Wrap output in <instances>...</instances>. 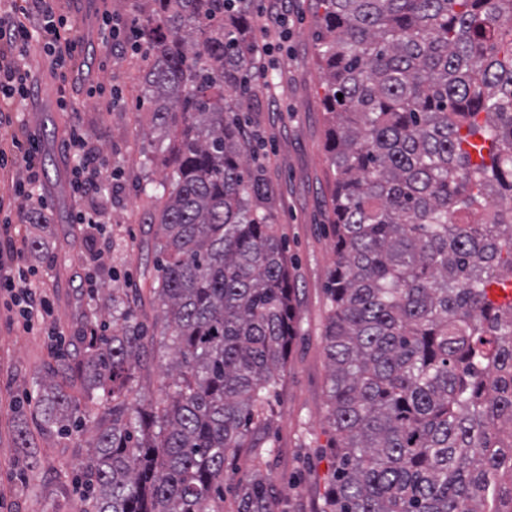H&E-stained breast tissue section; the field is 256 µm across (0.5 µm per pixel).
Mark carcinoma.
Masks as SVG:
<instances>
[{"mask_svg": "<svg viewBox=\"0 0 512 512\" xmlns=\"http://www.w3.org/2000/svg\"><path fill=\"white\" fill-rule=\"evenodd\" d=\"M319 3L335 468L316 512H512V301L489 298L512 281V0ZM254 23L251 0H148L137 26L166 143L149 293L173 382L135 391L156 339L138 294L50 369L40 427L92 424L77 512H224L226 458L273 423L296 282L225 97L250 92ZM256 459L236 512H276Z\"/></svg>", "mask_w": 512, "mask_h": 512, "instance_id": "obj_1", "label": "carcinoma"}]
</instances>
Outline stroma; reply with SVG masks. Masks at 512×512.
<instances>
[{"instance_id": "35a3bbf8", "label": "stroma", "mask_w": 512, "mask_h": 512, "mask_svg": "<svg viewBox=\"0 0 512 512\" xmlns=\"http://www.w3.org/2000/svg\"><path fill=\"white\" fill-rule=\"evenodd\" d=\"M251 42L261 60L253 91L238 107L242 131L264 172L266 208L293 260L298 288L300 336L292 347L274 399L273 425L263 440L273 448L271 478L278 512H315L334 466L327 448L333 432L325 418L328 368L322 348L327 314L326 285L336 262L329 227L333 185L330 178L322 106L323 74L317 66V0H294L288 20L263 31L270 0H253ZM58 13L75 19L76 72L52 70L42 51L26 59L35 94L23 125L0 124V147L13 140L34 141L40 168L43 213L48 224H15L14 238L35 242L32 254L52 304L45 327L25 330L18 309L0 304V512H76L82 488L76 474L87 456L76 438L36 426L29 404L37 380L49 366L74 357L91 313L112 319L113 297L145 287L142 272L151 265L158 241L150 217L156 211L155 184L163 175L162 153L152 132L147 91L142 82L143 53L129 37L110 46L99 39L103 13L129 29L147 11L146 0H56ZM272 77L274 93L264 88ZM98 85L112 92L111 105L88 93ZM66 104H59V97ZM87 133L112 166L99 193L79 201L72 187L73 131ZM104 210L110 221L88 227L74 221L79 209ZM105 253L95 281H88L87 254ZM62 344L52 348L49 329ZM33 441V464L18 446L20 432Z\"/></svg>"}]
</instances>
